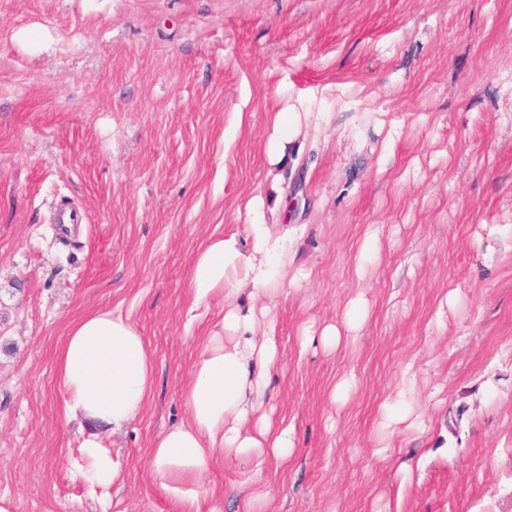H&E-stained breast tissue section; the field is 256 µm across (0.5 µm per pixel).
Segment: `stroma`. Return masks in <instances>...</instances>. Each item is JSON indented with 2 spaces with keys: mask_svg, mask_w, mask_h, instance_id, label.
<instances>
[{
  "mask_svg": "<svg viewBox=\"0 0 512 512\" xmlns=\"http://www.w3.org/2000/svg\"><path fill=\"white\" fill-rule=\"evenodd\" d=\"M278 112L300 124L272 166ZM64 199L88 217L68 238ZM256 222L297 276L261 408L293 449L216 463L199 512H512V0H0L8 512H100L55 373L100 311L155 376L106 436L110 512H180L152 447L224 315L189 273ZM329 324L338 346L304 343ZM398 403L420 429L384 428Z\"/></svg>",
  "mask_w": 512,
  "mask_h": 512,
  "instance_id": "stroma-1",
  "label": "stroma"
}]
</instances>
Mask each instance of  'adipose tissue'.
Segmentation results:
<instances>
[{
  "label": "adipose tissue",
  "instance_id": "ef3b65f1",
  "mask_svg": "<svg viewBox=\"0 0 512 512\" xmlns=\"http://www.w3.org/2000/svg\"><path fill=\"white\" fill-rule=\"evenodd\" d=\"M253 231V255H244L235 239L212 238L200 247L190 272L195 303L220 298L226 311L191 369L184 391L189 422L167 430L153 444L154 472L161 487L180 498L182 512H197V490L217 459L258 462L265 449L285 455L291 448L290 429L275 434L263 426L253 434L244 429L261 406L276 355L275 323L268 310H243L234 303L246 286L257 298L277 291L266 258L280 244L269 238L265 225H254ZM55 369L66 416L94 425L82 434L76 455L69 459L71 473L94 496L121 471L103 434L122 429L141 414L153 389L152 357L128 319L97 312L71 324Z\"/></svg>",
  "mask_w": 512,
  "mask_h": 512
}]
</instances>
